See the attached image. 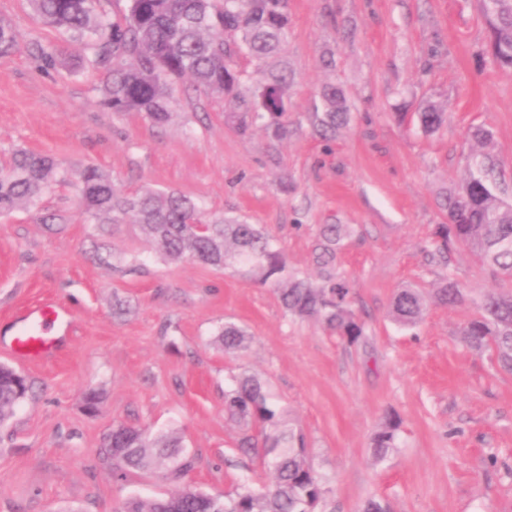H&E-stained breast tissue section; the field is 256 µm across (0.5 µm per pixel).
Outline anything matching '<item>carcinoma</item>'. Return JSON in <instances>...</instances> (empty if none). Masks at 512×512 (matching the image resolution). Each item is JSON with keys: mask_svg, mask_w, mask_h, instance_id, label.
I'll list each match as a JSON object with an SVG mask.
<instances>
[{"mask_svg": "<svg viewBox=\"0 0 512 512\" xmlns=\"http://www.w3.org/2000/svg\"><path fill=\"white\" fill-rule=\"evenodd\" d=\"M489 26L492 57L512 68V0H480ZM35 14L48 27L59 28L92 50V65L106 72L102 104L114 112H141L155 125L172 117L175 80L189 77L198 88L221 93L224 120L245 131L260 126L272 140L288 135L292 72L282 56L288 39V0H128L126 14L113 20L103 0H31ZM18 45L13 27L0 19V56ZM38 67L49 71L62 64L52 46L33 49ZM320 104L307 113L313 133L325 142L350 124L348 99L341 84L325 83ZM420 129L434 133L448 113L431 102L415 113ZM75 184L85 221L96 226L130 222L153 242L164 259L185 258L214 268H232L241 276L275 287L285 312L313 319L348 345L367 336L365 322L352 306L353 284L337 267V254L350 234L346 224H323L315 245L321 282L314 284L288 268V260L258 225L219 216L198 218V206L175 190H116L111 178L95 166L75 171L49 155L15 150L0 168V216L36 209L56 184ZM512 191L497 158L483 150L467 157V177L442 199L448 223L437 225L427 249L441 268L433 303L455 306L467 300L448 261L452 247L465 245L494 278H512ZM480 315L460 330L461 339L477 351H488L512 372V292L483 296ZM427 300L416 288L398 289L389 316L398 326L419 324ZM251 336L227 323L216 337L226 352L249 349ZM29 391L26 379L9 366L0 367V422L10 417ZM224 413L257 436L244 435L239 447L260 452L273 475L272 484L256 491L247 486L234 495H213L191 486L169 496L131 497L123 512H317L326 496L325 481L314 468L305 436L288 424L286 413L272 406L264 383L243 374L224 391ZM398 424L390 422L373 438L374 461L397 448ZM112 456L113 477L131 471H159L181 481L193 466L182 436L175 430L154 434L117 423L103 439Z\"/></svg>", "mask_w": 512, "mask_h": 512, "instance_id": "1", "label": "carcinoma"}]
</instances>
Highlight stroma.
<instances>
[{
	"label": "stroma",
	"instance_id": "1",
	"mask_svg": "<svg viewBox=\"0 0 512 512\" xmlns=\"http://www.w3.org/2000/svg\"><path fill=\"white\" fill-rule=\"evenodd\" d=\"M293 73L289 134L224 121V98L177 80L172 119L101 103L104 70L83 43L45 26L29 0H0L20 49L0 57V166L25 148L65 168H102L116 189H174L203 219L224 214L262 227L292 270L316 280L323 224L354 232L338 263L354 282L368 336L349 346L317 322L285 314L271 286L232 269L162 261L136 225L86 224L74 189L45 197L40 213L0 219V364L30 381L0 425V512H120L132 495L171 494L158 472L115 480L100 450L113 424L179 430L194 454L185 484L215 495L269 484L243 428L224 416L234 376H257L305 435L329 492L323 512H362L371 498L391 512H512V373L468 347L459 329L488 292L512 290L470 248L450 264L468 293L459 306L429 305L404 330L388 317L394 292L431 294L437 269L425 252L444 223L442 192L466 176L470 126L491 128V152L512 179V69L492 61L479 0H288ZM52 44L68 66L44 72L31 49ZM333 53L334 71L321 65ZM340 83L352 118L334 143L306 120L327 81ZM440 105L448 124L426 136L397 113ZM131 312L115 315L117 302ZM64 307L69 323L54 355L28 361L9 338L28 309ZM232 322L252 336L227 353L214 339ZM103 399L82 408L87 389ZM398 419V446L380 463L372 438Z\"/></svg>",
	"mask_w": 512,
	"mask_h": 512
}]
</instances>
